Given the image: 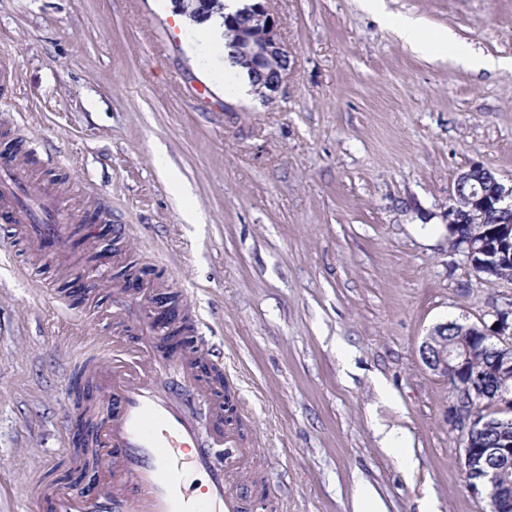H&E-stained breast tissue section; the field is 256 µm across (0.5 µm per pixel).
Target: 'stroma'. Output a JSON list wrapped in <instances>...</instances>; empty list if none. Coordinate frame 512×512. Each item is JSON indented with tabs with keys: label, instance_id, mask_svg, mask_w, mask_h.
Returning <instances> with one entry per match:
<instances>
[{
	"label": "stroma",
	"instance_id": "stroma-1",
	"mask_svg": "<svg viewBox=\"0 0 512 512\" xmlns=\"http://www.w3.org/2000/svg\"><path fill=\"white\" fill-rule=\"evenodd\" d=\"M268 2L290 52L270 102L236 94L200 26L160 46L174 20L158 0H0V147L66 175L76 212L90 193L110 213L91 241L75 224L63 256L0 223V512H51L28 497L70 466L64 359L138 348L120 285L196 313L237 408L212 410L252 450L237 481L267 484L275 512H356L364 493L382 512H491L419 349L512 302L448 244L462 172L512 183V71L424 57L393 24L512 59V0Z\"/></svg>",
	"mask_w": 512,
	"mask_h": 512
}]
</instances>
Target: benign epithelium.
Instances as JSON below:
<instances>
[{
	"instance_id": "benign-epithelium-1",
	"label": "benign epithelium",
	"mask_w": 512,
	"mask_h": 512,
	"mask_svg": "<svg viewBox=\"0 0 512 512\" xmlns=\"http://www.w3.org/2000/svg\"><path fill=\"white\" fill-rule=\"evenodd\" d=\"M247 21L237 22L240 50L254 76L255 92L269 102L282 87L290 65L288 48L280 35V24L271 13L268 0H253ZM453 205L448 209V232L451 245L466 244L468 261L478 258L486 267H494L505 258L502 239L512 240V223L500 221L496 230L488 232L485 223L488 211L499 215L512 213V185L504 184L495 173L482 164L473 165L455 182ZM489 327L456 325L453 344L436 345L448 324L437 325L420 347L423 362L447 377L455 392V402L448 411V421L464 438L462 461L471 476L467 484L476 497L490 489L500 492L495 512H512V442L507 427L500 429L499 442L488 443L490 425L474 411L478 391L471 383L469 367L475 361V340L481 348L491 349L496 375L512 377V308L493 312Z\"/></svg>"
}]
</instances>
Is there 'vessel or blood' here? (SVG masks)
<instances>
[{"label":"vessel or blood","instance_id":"vessel-or-blood-1","mask_svg":"<svg viewBox=\"0 0 512 512\" xmlns=\"http://www.w3.org/2000/svg\"><path fill=\"white\" fill-rule=\"evenodd\" d=\"M78 219L53 182L31 177L23 157L0 155V223L18 225L32 244L62 250ZM100 355V361L65 368L63 376L69 383L89 379L103 392L105 408L89 443L115 478L91 500L72 490L56 492L54 512H243L246 494L228 490L221 459L200 439L206 394L186 402L161 388L162 366L150 355L134 365L109 346ZM189 470L206 475L202 488L186 484Z\"/></svg>","mask_w":512,"mask_h":512}]
</instances>
